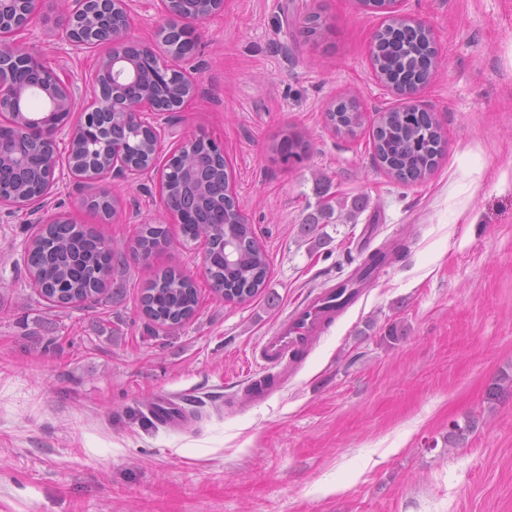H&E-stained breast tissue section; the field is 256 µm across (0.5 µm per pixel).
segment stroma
I'll return each instance as SVG.
<instances>
[{
  "label": "stroma",
  "mask_w": 512,
  "mask_h": 512,
  "mask_svg": "<svg viewBox=\"0 0 512 512\" xmlns=\"http://www.w3.org/2000/svg\"><path fill=\"white\" fill-rule=\"evenodd\" d=\"M55 2L41 0L24 45L84 77L106 49L69 53ZM401 9L433 32L435 66L411 102L434 113L446 142L438 168L410 184L372 158L380 113L408 102L372 68L383 12L356 0H224L196 25V94L162 125L158 152L194 137L223 149L270 265L253 299L209 287L203 243L184 241L149 177L105 185L121 199L106 224L72 181L44 209L123 247L143 224L167 226L168 245L130 261L108 302L40 297L23 262L30 217L0 212V512H512V398L485 399L512 372V0ZM315 12L326 30L312 42L303 22ZM129 16L132 37L162 48L160 0H130ZM351 94L363 126L343 139L325 112ZM288 129L309 145L302 161L272 150ZM396 243L400 260L286 384L254 401L261 338ZM170 268L193 277L200 303L166 330L140 298L153 271ZM162 394L189 397L190 428L148 414ZM469 417L473 433L446 447L450 421Z\"/></svg>",
  "instance_id": "35a3bbf8"
}]
</instances>
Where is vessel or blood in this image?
<instances>
[{
    "instance_id": "obj_1",
    "label": "vessel or blood",
    "mask_w": 512,
    "mask_h": 512,
    "mask_svg": "<svg viewBox=\"0 0 512 512\" xmlns=\"http://www.w3.org/2000/svg\"><path fill=\"white\" fill-rule=\"evenodd\" d=\"M336 317V291L326 288L307 297L280 320L277 327L262 338L254 353V378L273 377L275 383L288 379L289 363L301 362L314 339ZM185 399L178 394L162 397L158 408L164 413L163 423L170 428L184 427Z\"/></svg>"
}]
</instances>
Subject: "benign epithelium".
<instances>
[{
    "mask_svg": "<svg viewBox=\"0 0 512 512\" xmlns=\"http://www.w3.org/2000/svg\"><path fill=\"white\" fill-rule=\"evenodd\" d=\"M67 12L63 14L65 41L74 52H82L100 44H110L112 49L103 56L90 75L91 90L85 98L79 120L71 122L81 91L77 84L60 74V71L45 62L32 51L15 47L10 38L30 30L35 12L29 8V0H0V113L10 119L14 132L12 159L25 165L30 161L28 146L34 132L52 128L54 135H64L68 142V156L79 136L89 130V122L95 114L107 111L122 116L156 134L158 117H172L182 110L196 93V84L187 69L189 58L172 56L171 61L162 60L153 48L144 45L129 34L127 0H65ZM146 60L155 69L160 82H169L173 74L181 77L188 92L182 96L181 104L165 107L158 98L145 94L139 98H126L108 87H116L126 81H134L138 71L134 58ZM103 166L97 170L84 171L68 162L62 166L57 154V143L40 157L41 169L46 178L45 192L24 204L0 195V206H10L29 213L38 212L43 200L58 190L60 183L69 178L77 183L92 185L102 180L125 179L130 175L153 173L162 180L166 166L150 165L136 168L129 164L123 154L112 152L102 158Z\"/></svg>",
    "mask_w": 512,
    "mask_h": 512,
    "instance_id": "7a95c632",
    "label": "benign epithelium"
}]
</instances>
